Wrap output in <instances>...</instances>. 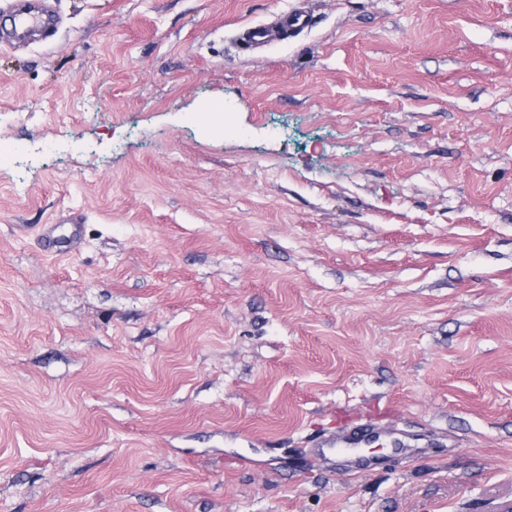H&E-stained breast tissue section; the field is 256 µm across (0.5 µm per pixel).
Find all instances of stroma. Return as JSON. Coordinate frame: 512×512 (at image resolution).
Masks as SVG:
<instances>
[{
	"mask_svg": "<svg viewBox=\"0 0 512 512\" xmlns=\"http://www.w3.org/2000/svg\"><path fill=\"white\" fill-rule=\"evenodd\" d=\"M298 2L0 45V512L512 500V0ZM310 17L301 7H292L287 11L281 12L277 16V22L261 23L248 29V48L251 50H260L267 46L274 35V28L282 33L303 30L309 26ZM375 436L377 439L380 437V432L375 428L358 427L351 429L331 439L315 443L314 454L324 459L328 454L341 453L352 464L351 467L365 470L369 467V464L353 448H361L364 447V444H370Z\"/></svg>",
	"mask_w": 512,
	"mask_h": 512,
	"instance_id": "obj_1",
	"label": "stroma"
}]
</instances>
